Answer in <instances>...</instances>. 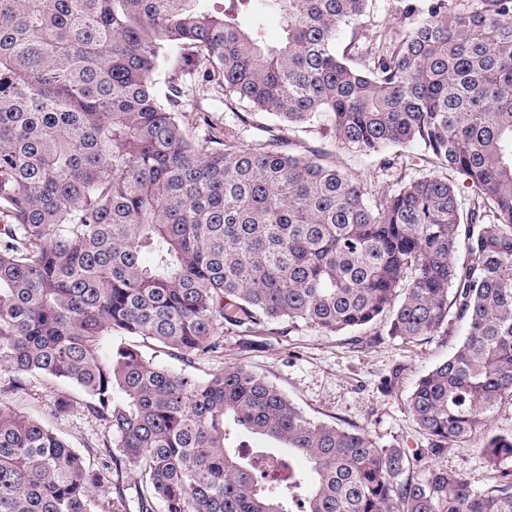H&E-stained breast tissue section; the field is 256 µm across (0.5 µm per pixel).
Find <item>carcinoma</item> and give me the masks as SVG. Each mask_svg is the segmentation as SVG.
<instances>
[{
    "label": "carcinoma",
    "instance_id": "cac0c4a2",
    "mask_svg": "<svg viewBox=\"0 0 512 512\" xmlns=\"http://www.w3.org/2000/svg\"><path fill=\"white\" fill-rule=\"evenodd\" d=\"M371 0H0V373L47 376L106 429L96 466L0 406V512H512V0H407L411 27L365 57ZM282 30L268 41L266 24ZM205 91L248 139L209 122ZM326 119L381 156L366 187L283 128ZM440 171L406 178L395 147ZM462 176L468 209L448 172ZM390 314L403 340L461 326L407 409L429 447L385 448L316 421L241 365L205 381L182 358L224 325L352 331ZM288 450L252 447L239 433ZM476 442L493 483L417 472ZM204 109L207 112L199 111L198 107L190 103L183 109L182 122L189 129L200 128L203 124L204 114L206 118L214 124H218L224 126L226 129H229L233 132H239L238 128L242 130V124L240 121L229 111L224 110V106L220 105L218 102L214 101H203L202 102ZM489 434L512 432V400L505 399L489 414L486 422Z\"/></svg>",
    "mask_w": 512,
    "mask_h": 512
}]
</instances>
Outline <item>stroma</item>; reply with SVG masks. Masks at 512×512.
I'll return each mask as SVG.
<instances>
[{
	"mask_svg": "<svg viewBox=\"0 0 512 512\" xmlns=\"http://www.w3.org/2000/svg\"><path fill=\"white\" fill-rule=\"evenodd\" d=\"M409 26L403 0H376L360 30L359 44L370 48L380 34L398 39ZM292 137L297 151H328L331 162L362 183L384 188L392 182L391 177L382 175L378 158L342 149L328 122L300 129ZM387 329L383 319L371 327L339 334L288 321L258 326L247 336L228 329L217 350L189 362L151 340L134 336L130 342L173 372L200 380L231 365H246L315 420L364 432L382 446L425 448L429 440L412 421L407 398L422 375L453 353L462 339L461 331L456 328L405 343L389 337ZM7 383V375L1 374L0 403L37 420L52 421L73 448L85 456H95L105 433L99 421L78 410L56 420L49 415L57 395L70 392V385L37 377L27 395L17 397L7 392ZM429 463L464 474L479 490L491 484L494 477L472 444L449 446Z\"/></svg>",
	"mask_w": 512,
	"mask_h": 512,
	"instance_id": "obj_1",
	"label": "stroma"
}]
</instances>
